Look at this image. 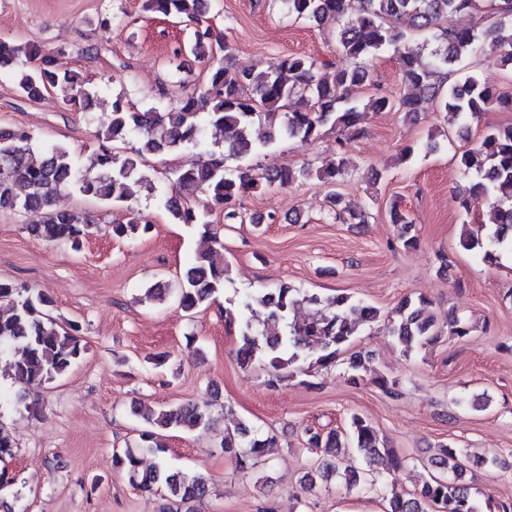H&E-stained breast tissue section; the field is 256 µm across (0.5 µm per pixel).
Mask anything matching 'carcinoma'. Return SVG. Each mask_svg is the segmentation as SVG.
<instances>
[{
  "instance_id": "1",
  "label": "carcinoma",
  "mask_w": 512,
  "mask_h": 512,
  "mask_svg": "<svg viewBox=\"0 0 512 512\" xmlns=\"http://www.w3.org/2000/svg\"><path fill=\"white\" fill-rule=\"evenodd\" d=\"M288 13L319 26L336 25L339 52L349 64L331 74L320 72L318 63L302 56H282L263 70L241 69L232 63V49L227 41L214 35L208 24L204 0H143V9L165 17L194 24V41L188 47L174 49L178 57L190 50L197 57L216 58L201 91L179 96L162 108L139 109L122 95L112 100V117L98 133L102 145L80 158L64 147L40 149L33 137L23 131L0 129V209L37 214L40 220L27 225L30 235L46 241L70 242L77 246L91 234L94 220L83 212L53 210L52 201L62 192L77 190L102 203L120 206L132 200L137 189L151 187L141 162L150 157L167 158L165 178L171 194L159 202L175 224H197L211 235L213 246L193 257L184 267L177 286L157 283L149 288L159 301L173 295L187 312H196L216 300L224 288L226 267L224 243L211 228L210 213L224 211V219L242 218L236 204L263 184L288 186L311 177L332 187L330 200L336 219L345 224H366L368 214L341 207L342 196L334 190L344 174L347 159L338 152L316 168L287 167L265 169L262 177L254 175L251 165L236 170L224 168V160L236 157L248 160L267 155L281 136L315 140L324 128L336 132H363L361 124L367 112L393 109L417 116L429 102L446 112L456 132H468L470 125L491 107L512 108V96L493 84L469 73L448 89L443 79L455 72L465 58H478L487 39L504 48L497 65L512 68V0H284ZM470 13L476 22L466 28L448 24L461 13ZM422 37L433 46L429 56L410 45ZM387 50L397 54L409 93L395 100L380 89L361 100L355 96L368 81L361 61ZM0 72L13 75L17 90L29 97L54 92L66 105L90 110L98 90L83 74L60 70L52 56L27 44L0 42ZM268 125L266 135L250 137L255 122ZM224 131V146L207 147V126ZM207 149L204 163L190 159L198 150ZM131 155L119 160L117 150ZM457 163L469 179L464 192L471 199L488 203V222L464 229L460 246L481 255L494 264L504 254L512 255V126L493 128L472 148L458 154ZM207 193L203 210H196L190 196ZM390 222L400 225L397 243L404 249L418 244L414 220L396 202L389 209ZM151 229L148 216L137 212L124 223L109 225V233L118 239H133ZM10 301L0 310V359H8L14 379L30 392L65 375L86 353L79 336L80 327H63L50 314L46 296L30 288L17 287L0 280V300ZM314 306L316 313L298 320L296 310ZM423 297L405 299L388 319L387 328L401 353L409 356L441 338L443 332L463 338L471 328L466 320L448 314L444 322L431 311ZM225 322L238 325L235 357L240 367L258 364L275 385L294 377L295 367L308 360L328 367L338 352L349 348L362 327L378 321L379 311L339 293L322 298L282 284L243 298L239 309H224ZM367 352L356 351L348 359L346 381L358 387L370 383L389 397L402 396L400 382L375 371ZM131 413L146 428L134 446L112 452V468L123 473L135 488L162 493L168 501L189 503L210 492L199 475L169 465L163 456L162 432L192 431L206 424L207 403L186 402L176 406H131ZM351 444L368 465L379 461L386 471L403 466L402 457L385 446L377 429L363 415L353 413L348 429L342 434L307 430V447L325 453L301 486L315 488L320 481L340 474L345 484H364V472L349 466L339 470L336 449ZM224 452L236 460L239 469L273 461L278 454L274 437L264 435L246 423L224 433ZM151 454L156 462L149 470L141 469L142 456ZM430 464L451 469L452 476L431 475L412 493L392 492L385 512H483L465 478L468 454L449 444L438 445Z\"/></svg>"
}]
</instances>
